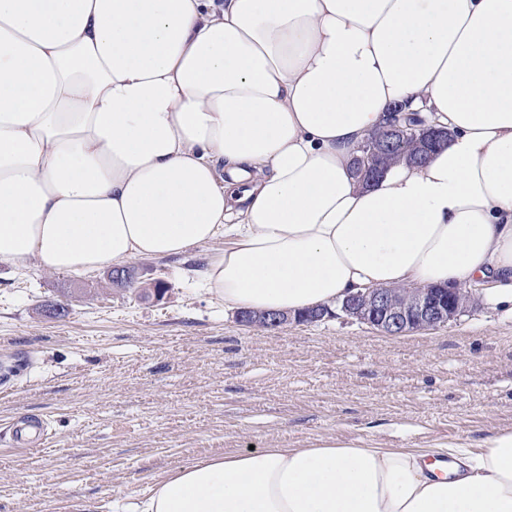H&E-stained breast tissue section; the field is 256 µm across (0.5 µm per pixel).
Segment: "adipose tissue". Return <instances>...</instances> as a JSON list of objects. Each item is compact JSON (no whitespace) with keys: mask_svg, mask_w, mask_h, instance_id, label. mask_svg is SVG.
<instances>
[{"mask_svg":"<svg viewBox=\"0 0 512 512\" xmlns=\"http://www.w3.org/2000/svg\"><path fill=\"white\" fill-rule=\"evenodd\" d=\"M395 117L448 140L363 185ZM219 236L201 280L228 306L479 283L512 316V0H0V261L93 274ZM447 454L246 448L133 512H512V431Z\"/></svg>","mask_w":512,"mask_h":512,"instance_id":"obj_1","label":"adipose tissue"}]
</instances>
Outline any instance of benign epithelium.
Wrapping results in <instances>:
<instances>
[{
  "mask_svg": "<svg viewBox=\"0 0 512 512\" xmlns=\"http://www.w3.org/2000/svg\"><path fill=\"white\" fill-rule=\"evenodd\" d=\"M448 138V132L417 123L402 125L391 122L372 134L354 157L353 168L365 183L382 173L385 163L394 156L396 142L418 147L420 157L427 158L433 149ZM472 290L462 288H373L348 295L342 302L341 313L366 323L380 331L397 335L413 329L438 327L457 319L470 307ZM242 323L266 328L287 323L291 316L280 312L255 313L247 309L238 312Z\"/></svg>",
  "mask_w": 512,
  "mask_h": 512,
  "instance_id": "7a95c632",
  "label": "benign epithelium"
}]
</instances>
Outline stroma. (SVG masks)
I'll return each mask as SVG.
<instances>
[{
	"mask_svg": "<svg viewBox=\"0 0 512 512\" xmlns=\"http://www.w3.org/2000/svg\"><path fill=\"white\" fill-rule=\"evenodd\" d=\"M223 248L131 259L159 300L104 271L0 263V366L22 385L0 391V512H126L177 468L250 446L477 450L512 430V318L481 302L395 336L342 316L247 325L198 284ZM56 304L65 316H43ZM27 413L49 419L42 451L11 442Z\"/></svg>",
	"mask_w": 512,
	"mask_h": 512,
	"instance_id": "stroma-1",
	"label": "stroma"
}]
</instances>
